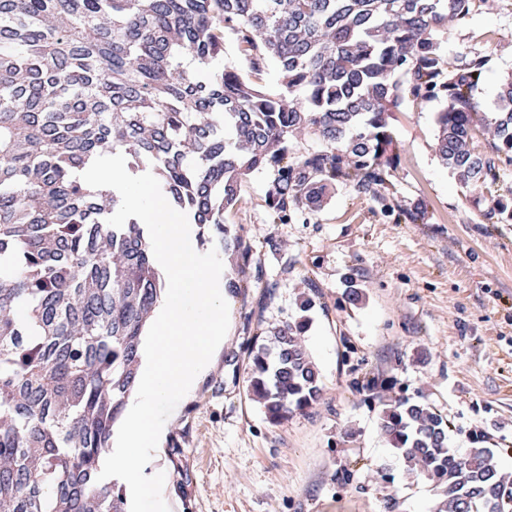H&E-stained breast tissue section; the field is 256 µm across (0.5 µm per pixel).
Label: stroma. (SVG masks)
I'll return each mask as SVG.
<instances>
[{
  "label": "stroma",
  "mask_w": 512,
  "mask_h": 512,
  "mask_svg": "<svg viewBox=\"0 0 512 512\" xmlns=\"http://www.w3.org/2000/svg\"><path fill=\"white\" fill-rule=\"evenodd\" d=\"M440 39L446 56L483 57L476 95L492 106L512 76V0H476L468 24ZM440 107L409 103L395 114L399 157L385 202L340 185L320 210L276 224L267 206L275 167L243 177L224 222L249 253L222 261L244 286L226 292L228 333L168 418L158 453L167 468L170 449L182 448L189 475L184 490L170 475V512H431L432 481L408 474L381 434L373 377L434 406L457 453L478 434L497 466L512 464V223L489 220L487 199L442 164ZM420 202L424 223L399 218ZM351 281L362 303L346 299ZM304 294L314 302L306 314ZM304 315L324 394L275 425L248 393L249 349L256 333Z\"/></svg>",
  "instance_id": "stroma-1"
}]
</instances>
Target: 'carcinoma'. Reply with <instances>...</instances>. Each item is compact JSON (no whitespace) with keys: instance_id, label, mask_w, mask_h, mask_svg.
<instances>
[{"instance_id":"obj_1","label":"carcinoma","mask_w":512,"mask_h":512,"mask_svg":"<svg viewBox=\"0 0 512 512\" xmlns=\"http://www.w3.org/2000/svg\"><path fill=\"white\" fill-rule=\"evenodd\" d=\"M475 0H0V508L126 512L97 485L112 428L133 391L146 320L164 289L143 227L107 223L118 203L81 174L121 149L152 167L172 203L224 246V211L243 176L277 168L276 223L320 209L339 184L384 201L398 157L390 120L439 100L437 150L459 183L483 190L512 164V79L495 109L474 90L480 56L445 59L438 33ZM235 35L249 74L210 71ZM196 67L187 70L183 56ZM283 90L256 85L266 56ZM300 92L304 99H292ZM307 129L325 149L288 161ZM490 151L481 152L476 134ZM512 223V203L487 212ZM306 320L254 344L252 399L274 423L323 387ZM380 428L406 469L433 481L434 512H512V474L479 437L458 455L429 404L384 397Z\"/></svg>"}]
</instances>
